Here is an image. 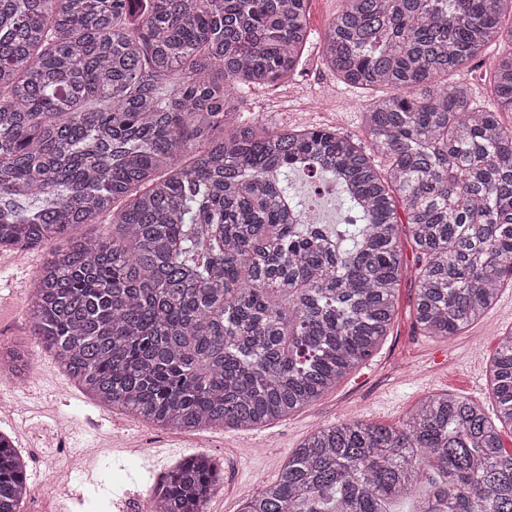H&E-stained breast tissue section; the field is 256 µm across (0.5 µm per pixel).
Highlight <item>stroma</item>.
<instances>
[{"instance_id":"35a3bbf8","label":"stroma","mask_w":512,"mask_h":512,"mask_svg":"<svg viewBox=\"0 0 512 512\" xmlns=\"http://www.w3.org/2000/svg\"><path fill=\"white\" fill-rule=\"evenodd\" d=\"M341 0H310L309 27L315 37L301 73L276 86L250 87L240 95L237 120L263 118L267 125L297 129L333 126L361 142L365 133L361 114L382 89L345 86L320 58L318 37L325 30ZM28 263L8 266L0 279L13 291L0 302V344L28 338L27 284L39 269L44 252L27 253ZM415 300L412 281H404L398 294V318L375 354L354 369L313 405L287 419L253 431L211 429L185 433L158 430L125 415L106 412L58 369L53 357L39 351L31 359L24 382L0 384V393L17 407L25 428L1 424L28 461L31 484L44 481L51 467L43 454L46 436L56 418L68 419L69 443L74 460L89 450L98 455L93 472L75 468L74 483L83 487L81 499L54 501L58 512H142L154 475L191 454L221 459L224 482L208 504L207 512H240V489H259L277 479L292 451L317 427L347 418L371 423L401 424L421 398L448 392L483 405L492 402L486 366L495 355L502 332L512 328V287L502 289L496 305L466 332L450 338L425 336L413 325ZM132 442L145 440L152 447L134 458L128 452L108 449L111 437Z\"/></svg>"}]
</instances>
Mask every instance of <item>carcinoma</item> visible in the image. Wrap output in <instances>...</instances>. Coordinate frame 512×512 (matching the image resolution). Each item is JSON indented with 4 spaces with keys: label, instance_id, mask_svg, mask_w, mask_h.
<instances>
[{
    "label": "carcinoma",
    "instance_id": "carcinoma-1",
    "mask_svg": "<svg viewBox=\"0 0 512 512\" xmlns=\"http://www.w3.org/2000/svg\"><path fill=\"white\" fill-rule=\"evenodd\" d=\"M309 2L0 0V249L47 248L32 343L0 345V374L22 377L36 347L99 407L157 428L284 419L389 335L404 225L423 259L414 326L456 336L495 305L512 283V0H344L320 57L388 90L363 112L367 147L230 120L232 90L301 70ZM503 41L489 102L445 80ZM299 171L336 184L342 223L305 222ZM102 216L112 234H79ZM490 375L492 416L440 393L400 425L313 430L241 512H385L424 467L440 482L419 512H512V331ZM223 481L190 455L150 486L151 512H207ZM29 489L0 433V512Z\"/></svg>",
    "mask_w": 512,
    "mask_h": 512
}]
</instances>
